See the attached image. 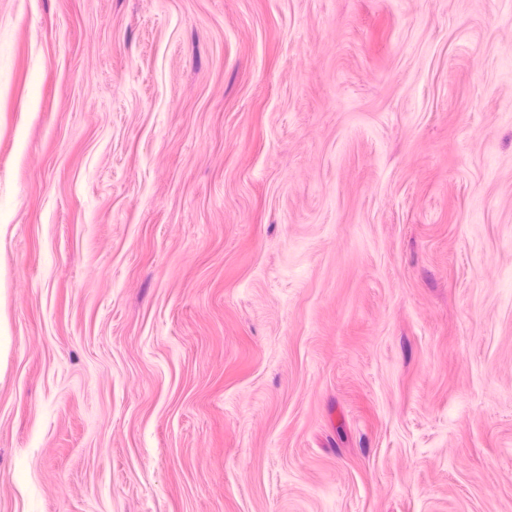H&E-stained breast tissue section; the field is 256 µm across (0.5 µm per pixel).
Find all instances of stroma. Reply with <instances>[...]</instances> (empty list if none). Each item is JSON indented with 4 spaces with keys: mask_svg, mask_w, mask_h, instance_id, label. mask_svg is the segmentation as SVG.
I'll return each instance as SVG.
<instances>
[{
    "mask_svg": "<svg viewBox=\"0 0 512 512\" xmlns=\"http://www.w3.org/2000/svg\"><path fill=\"white\" fill-rule=\"evenodd\" d=\"M0 207V512H512V0H0Z\"/></svg>",
    "mask_w": 512,
    "mask_h": 512,
    "instance_id": "obj_1",
    "label": "stroma"
}]
</instances>
